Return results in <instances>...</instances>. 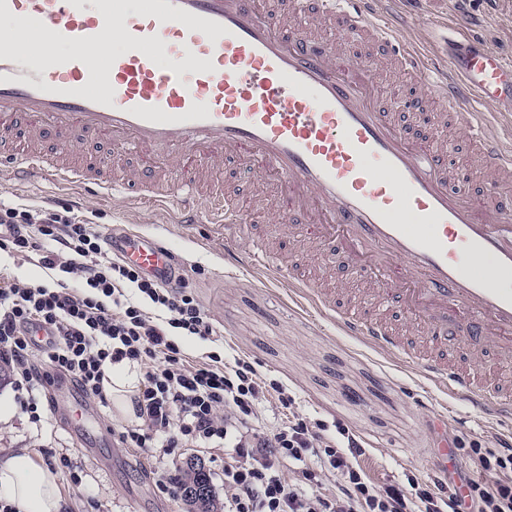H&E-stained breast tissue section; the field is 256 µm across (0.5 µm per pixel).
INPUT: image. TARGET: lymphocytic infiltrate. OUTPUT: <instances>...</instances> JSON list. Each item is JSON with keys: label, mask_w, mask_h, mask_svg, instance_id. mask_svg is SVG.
<instances>
[{"label": "lymphocytic infiltrate", "mask_w": 512, "mask_h": 512, "mask_svg": "<svg viewBox=\"0 0 512 512\" xmlns=\"http://www.w3.org/2000/svg\"><path fill=\"white\" fill-rule=\"evenodd\" d=\"M105 245L73 204L0 205V250L37 254L48 272L38 285L0 276V361L24 392L25 410L37 411L62 377L108 406L105 369L125 361L143 385L134 398L138 422L118 431V443L149 457L189 445L231 449L224 512H512L511 442L458 449L473 474L457 483L410 470L376 483L359 464L360 439L296 412L294 396L253 364L216 353L187 357L178 337L219 340L205 307L181 275L161 284L109 257ZM34 327L49 333L47 347L31 339ZM274 402L288 414L268 427ZM287 463L297 479L285 478ZM323 470L334 489H321Z\"/></svg>", "instance_id": "obj_1"}]
</instances>
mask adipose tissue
<instances>
[{
  "label": "adipose tissue",
  "mask_w": 512,
  "mask_h": 512,
  "mask_svg": "<svg viewBox=\"0 0 512 512\" xmlns=\"http://www.w3.org/2000/svg\"><path fill=\"white\" fill-rule=\"evenodd\" d=\"M104 385L116 414L134 419L132 399L137 392V375L127 365H111L105 371ZM0 499L16 512H61L63 507L57 475L43 467L31 450L0 456Z\"/></svg>",
  "instance_id": "adipose-tissue-1"
}]
</instances>
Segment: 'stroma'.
Returning <instances> with one entry per match:
<instances>
[{
  "label": "stroma",
  "mask_w": 512,
  "mask_h": 512,
  "mask_svg": "<svg viewBox=\"0 0 512 512\" xmlns=\"http://www.w3.org/2000/svg\"><path fill=\"white\" fill-rule=\"evenodd\" d=\"M406 41L425 54L434 49L456 54L463 33H471L488 49L512 58V0H447L440 11L427 0H405ZM459 24L463 33L447 32ZM379 75L382 98L393 101L403 89L397 63L377 44L356 45ZM221 184L231 188L235 204L266 211L268 223H279L274 201L253 169L227 163L219 169ZM0 200L38 206L45 202H81L83 214L102 231L138 232L170 248L188 291L208 310L223 334L227 357H241L281 382L296 399L299 411L328 422L337 421L362 441L366 455L360 465L377 482L411 470L437 475L436 451L442 439L462 445L492 439L512 441V422L482 413L458 399L431 398L426 381L386 354L315 311L300 308L271 277L245 264L224 261V246L210 224H182L174 206L135 208L123 199L95 198L73 186L47 180L17 181L0 175ZM0 455L21 449H49L68 458L59 469L64 496L62 512H190L186 501L171 503L156 488L150 463L132 448L98 446L96 433L120 429L114 408L93 421V434L77 438L66 420L41 409V423L23 412L11 380L0 381ZM224 448L176 449L164 464L185 467L201 463L210 477L216 500L224 498Z\"/></svg>",
  "instance_id": "obj_1"
}]
</instances>
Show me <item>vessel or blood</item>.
<instances>
[{
  "label": "vessel or blood",
  "instance_id": "b4317fda",
  "mask_svg": "<svg viewBox=\"0 0 512 512\" xmlns=\"http://www.w3.org/2000/svg\"><path fill=\"white\" fill-rule=\"evenodd\" d=\"M360 0H0V22L36 30L29 52L0 51V174L85 185L129 203L180 200L181 221L206 214L232 260L248 257L319 314L362 337L440 394L487 414L512 415V381L479 356L457 357L468 338L512 365V203L495 183L473 192L461 162L443 146L410 136L408 124H455L484 170L512 179V62L473 48L432 65L404 40V25ZM327 20L329 42L301 24ZM120 30L118 47L102 33ZM367 32L393 55L412 86L393 110L378 105L371 63L354 50ZM79 52H70V45ZM492 112H462L466 102ZM39 142L18 151L16 135ZM108 144L87 154L72 135ZM149 165L124 167L123 156ZM226 162L258 168L275 190L281 219L330 250L382 301H397L425 341L412 343L379 309L340 301L291 260L262 215L210 188ZM180 173L169 181L163 174ZM247 255H240L241 242ZM109 247L143 272L165 278L171 252L138 233L109 236ZM75 429L90 411L71 390L52 396Z\"/></svg>",
  "mask_w": 512,
  "mask_h": 512
}]
</instances>
